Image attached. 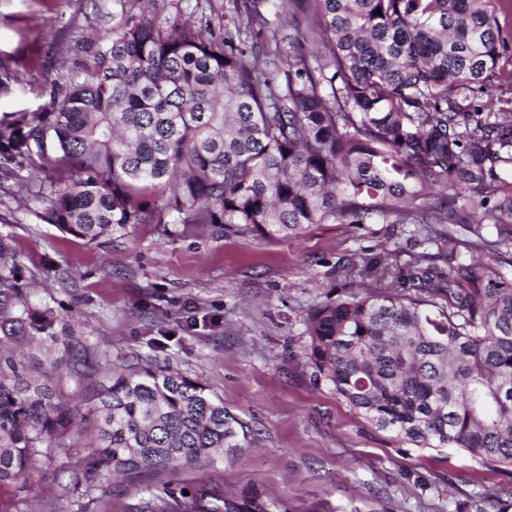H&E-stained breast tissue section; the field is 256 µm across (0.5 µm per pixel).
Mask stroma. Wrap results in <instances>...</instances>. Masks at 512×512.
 <instances>
[{"instance_id":"1","label":"stroma","mask_w":512,"mask_h":512,"mask_svg":"<svg viewBox=\"0 0 512 512\" xmlns=\"http://www.w3.org/2000/svg\"><path fill=\"white\" fill-rule=\"evenodd\" d=\"M232 0H158L167 29L224 33ZM141 0H0V130L34 113L90 64L89 41L138 13ZM31 161L0 177V238L32 301L75 316L113 366L158 364L199 380L253 431L238 459L182 476L141 473L86 482L40 467L0 512H136L178 480L251 489L274 512H468L475 493L512 488L456 448H418L378 430L296 354L312 308L343 291L339 261L429 252L410 224H317L302 238H242L198 224H134L91 245L40 217Z\"/></svg>"}]
</instances>
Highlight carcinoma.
<instances>
[{
	"mask_svg": "<svg viewBox=\"0 0 512 512\" xmlns=\"http://www.w3.org/2000/svg\"><path fill=\"white\" fill-rule=\"evenodd\" d=\"M153 2L98 35L82 78L27 132H0L5 153L56 172H31L43 220L95 245L169 213L288 240L314 224L416 225L443 265L346 259L357 289L311 311L299 357L377 429L512 466V282L461 261L468 245H512V96L497 110L482 101L506 49L492 0H307L313 24L286 68L228 31L166 30ZM300 2L238 0L231 22L260 36L266 11ZM156 192L161 210L146 202ZM16 266L1 238L0 490H24L38 456L90 478L177 472L249 447L251 431L206 385L139 362H106L83 436L60 376H83L91 349L30 300ZM388 276L393 292L363 290ZM30 344L47 357H20ZM488 499L512 504V490L485 493L475 512ZM272 507L255 491L226 498L202 485L153 495L140 512Z\"/></svg>",
	"mask_w": 512,
	"mask_h": 512,
	"instance_id": "cac0c4a2",
	"label": "carcinoma"
}]
</instances>
